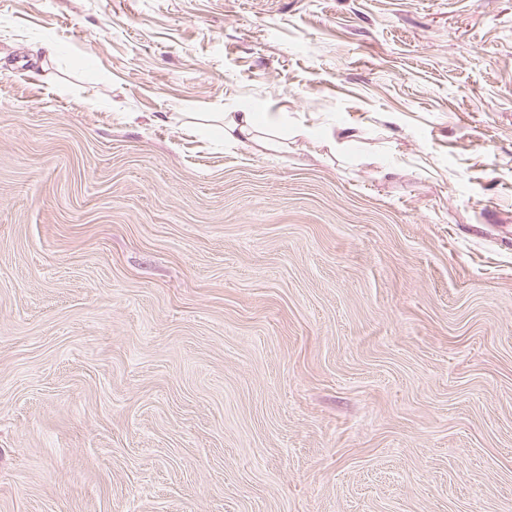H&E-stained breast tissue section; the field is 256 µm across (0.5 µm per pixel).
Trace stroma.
I'll return each mask as SVG.
<instances>
[{"label": "stroma", "mask_w": 512, "mask_h": 512, "mask_svg": "<svg viewBox=\"0 0 512 512\" xmlns=\"http://www.w3.org/2000/svg\"><path fill=\"white\" fill-rule=\"evenodd\" d=\"M0 512H512V0H0ZM209 123L225 141L269 153L286 147L277 125L262 121L255 112H215Z\"/></svg>", "instance_id": "obj_1"}]
</instances>
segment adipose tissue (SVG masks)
<instances>
[{"label": "adipose tissue", "instance_id": "adipose-tissue-1", "mask_svg": "<svg viewBox=\"0 0 512 512\" xmlns=\"http://www.w3.org/2000/svg\"><path fill=\"white\" fill-rule=\"evenodd\" d=\"M217 137L262 152H279L285 143L276 124L254 112H217L211 118Z\"/></svg>", "mask_w": 512, "mask_h": 512}]
</instances>
